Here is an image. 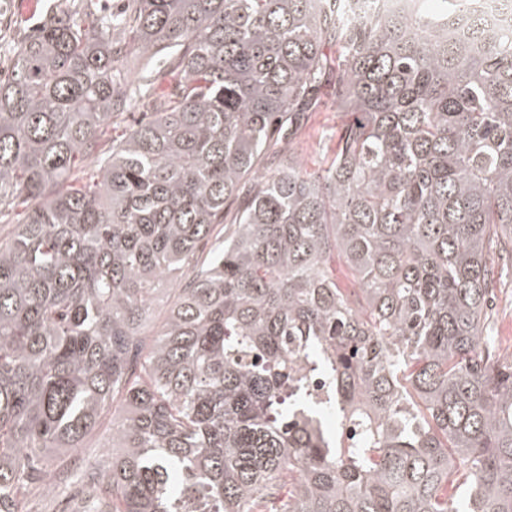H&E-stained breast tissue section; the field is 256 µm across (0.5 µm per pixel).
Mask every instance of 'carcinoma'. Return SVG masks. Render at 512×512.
Returning <instances> with one entry per match:
<instances>
[{
  "label": "carcinoma",
  "mask_w": 512,
  "mask_h": 512,
  "mask_svg": "<svg viewBox=\"0 0 512 512\" xmlns=\"http://www.w3.org/2000/svg\"><path fill=\"white\" fill-rule=\"evenodd\" d=\"M116 24L171 60L169 92L105 150L133 106ZM329 45L348 120L309 171L267 142L298 133ZM79 155L102 158L87 181ZM2 208L23 217L0 236V512L76 470L82 512H458L466 484L470 512H512V362L482 339L488 257L512 266V27L482 0L354 21L345 0H135L44 25L0 79ZM303 358L355 436L284 407ZM118 399L117 452L51 458Z\"/></svg>",
  "instance_id": "cac0c4a2"
}]
</instances>
